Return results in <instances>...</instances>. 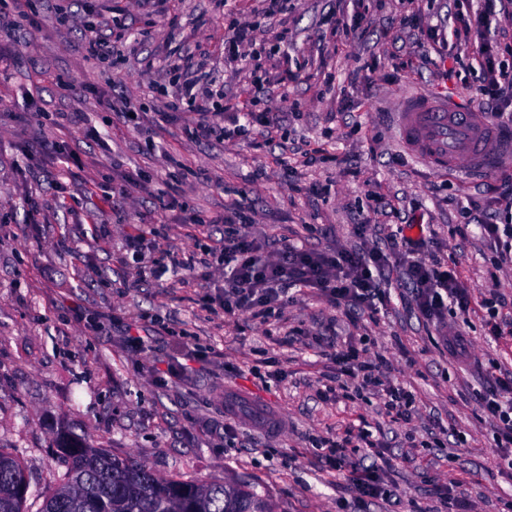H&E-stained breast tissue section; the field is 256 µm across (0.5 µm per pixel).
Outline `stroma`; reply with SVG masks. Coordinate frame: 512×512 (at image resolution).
Here are the masks:
<instances>
[{"label": "stroma", "mask_w": 512, "mask_h": 512, "mask_svg": "<svg viewBox=\"0 0 512 512\" xmlns=\"http://www.w3.org/2000/svg\"><path fill=\"white\" fill-rule=\"evenodd\" d=\"M470 0H288L274 19L260 0H164L124 13L110 0H32L35 26L0 43V448L18 455L32 489L49 493L57 430L68 428L156 472L202 481H247L270 494L277 512H392L363 498L325 461L323 438L362 427L393 459L384 482L405 512L437 505L434 485L452 486L460 512H503L512 475L499 472L495 425L476 398L487 384L478 361L512 370V335L488 342L492 321L512 322V261L496 255L464 207H486L512 165L488 176L433 173L406 154L393 114L404 96L427 95L471 105L474 72L445 80L429 61L421 33L467 10ZM343 19L348 35L330 34ZM259 27L260 47L227 63L224 45L237 22ZM128 24L110 58L90 57L86 25L107 31ZM287 32V43L265 28ZM201 60L230 107L220 124L246 112H278L267 135L251 124L224 142L185 131L187 115L156 123L178 90L168 64L178 55ZM294 78L285 98H251L254 79ZM140 124L112 120L109 80ZM55 145L62 166L27 148ZM317 149L315 165L301 154ZM140 187L122 196L123 176ZM120 194L111 210L104 189ZM175 200L159 209L156 196ZM246 196L245 221L259 238L288 235L314 250L363 245L386 249L402 220L422 219L440 245L436 256L455 268L474 303L469 315L447 309L426 321L405 296L403 268L385 271L387 307L351 320L308 291H289L267 323L225 316L216 296L224 281L220 249L232 227L219 218ZM39 201L37 225L28 200ZM210 225L181 223L184 213ZM367 227L358 237L355 225ZM157 227L156 256L212 254L208 276L187 271L140 280L125 260V242ZM462 334L466 351H448ZM146 337L136 349L130 337ZM351 341L364 358L386 359L385 382L414 396L409 420L386 417L373 390L335 401L330 342ZM200 351L178 375L168 364ZM243 391L224 434V391ZM275 412L281 434L255 425Z\"/></svg>", "instance_id": "stroma-1"}]
</instances>
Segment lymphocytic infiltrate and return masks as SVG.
Returning a JSON list of instances; mask_svg holds the SVG:
<instances>
[{
    "instance_id": "obj_1",
    "label": "lymphocytic infiltrate",
    "mask_w": 512,
    "mask_h": 512,
    "mask_svg": "<svg viewBox=\"0 0 512 512\" xmlns=\"http://www.w3.org/2000/svg\"><path fill=\"white\" fill-rule=\"evenodd\" d=\"M497 0H479L471 13L455 14L451 30L459 45L471 47L470 58L476 63L482 82L475 89L472 100L490 121L504 124L505 111L512 106V66L503 63L501 48L491 36L492 17ZM221 103L214 99L208 87L199 83L185 86L180 95L171 100L167 109L188 115V134L198 140H209L223 133L213 117ZM504 204L493 210L488 221L479 226L482 236L492 250L512 254V187L499 194ZM244 206L235 203L226 211L222 221L235 225L234 234L225 236L223 257L226 273L221 292V307L228 316L241 313L263 320L281 307L289 290L307 289L331 306L348 310L376 311L386 305L390 297L379 277L387 253L376 248L349 250L337 247L327 251L304 248L288 238L267 242L252 235L243 224ZM143 235L129 237L126 253L139 264L140 278L162 279L173 268L207 270L210 262L206 254H190L183 258L170 257L161 261L147 254ZM425 232L417 236L398 227L392 239L391 250L406 260V286L418 310L430 321L442 319L448 304H455L459 313H468L472 302L457 285V277L438 260L423 262L417 255L431 246ZM390 250V251H391ZM333 359L342 364L346 373L360 379L363 386L373 387L384 396V405L397 419H409L413 396L401 388L388 386L380 375L382 364L377 360L361 359L352 344L335 350ZM489 385L478 405L482 414L497 422L495 436L499 450L497 465L512 473V371L490 374ZM360 441L371 459L370 465L352 471V481L360 495L371 499L395 501L396 496L381 480L389 460L369 432L336 436L325 440L327 457L333 469L344 471L345 450L352 441Z\"/></svg>"
}]
</instances>
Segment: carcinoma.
I'll list each match as a JSON object with an SVG mask.
<instances>
[{
    "instance_id": "obj_1",
    "label": "carcinoma",
    "mask_w": 512,
    "mask_h": 512,
    "mask_svg": "<svg viewBox=\"0 0 512 512\" xmlns=\"http://www.w3.org/2000/svg\"><path fill=\"white\" fill-rule=\"evenodd\" d=\"M53 443L64 472L38 512H274L269 496L245 482L164 477L65 429ZM29 489L20 459L0 449V512H25Z\"/></svg>"
}]
</instances>
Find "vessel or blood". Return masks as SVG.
<instances>
[{
  "instance_id": "1",
  "label": "vessel or blood",
  "mask_w": 512,
  "mask_h": 512,
  "mask_svg": "<svg viewBox=\"0 0 512 512\" xmlns=\"http://www.w3.org/2000/svg\"><path fill=\"white\" fill-rule=\"evenodd\" d=\"M394 125L399 142L433 172L488 174L512 163V141L477 113L453 103L409 97Z\"/></svg>"
}]
</instances>
